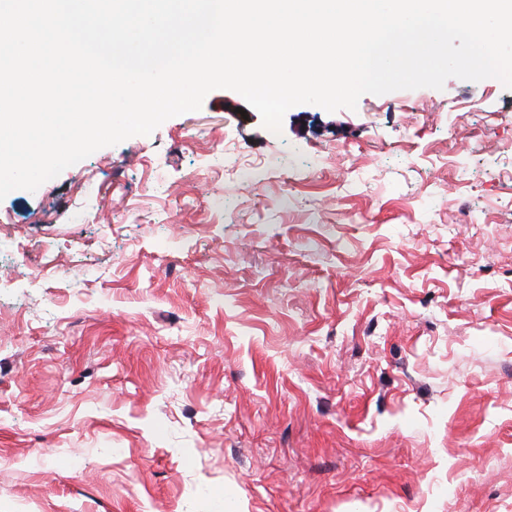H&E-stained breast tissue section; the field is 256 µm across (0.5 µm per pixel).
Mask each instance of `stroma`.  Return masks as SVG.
<instances>
[{
  "mask_svg": "<svg viewBox=\"0 0 512 512\" xmlns=\"http://www.w3.org/2000/svg\"><path fill=\"white\" fill-rule=\"evenodd\" d=\"M509 138L212 91L1 199L0 512H512Z\"/></svg>",
  "mask_w": 512,
  "mask_h": 512,
  "instance_id": "obj_1",
  "label": "stroma"
}]
</instances>
